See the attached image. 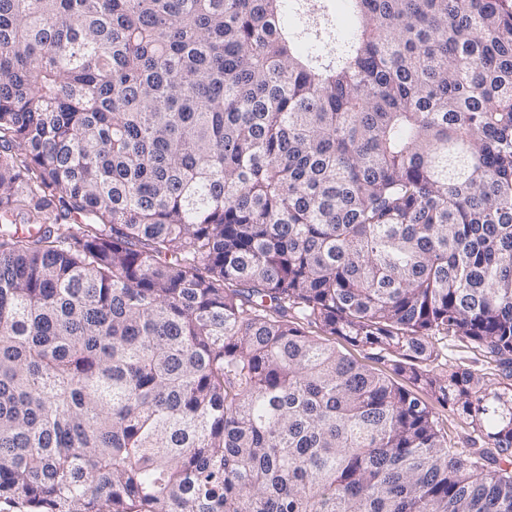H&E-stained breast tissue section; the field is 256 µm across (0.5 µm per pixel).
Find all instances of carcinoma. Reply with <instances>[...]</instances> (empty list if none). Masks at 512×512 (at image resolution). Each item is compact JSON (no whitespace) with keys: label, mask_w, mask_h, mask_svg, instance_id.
<instances>
[{"label":"carcinoma","mask_w":512,"mask_h":512,"mask_svg":"<svg viewBox=\"0 0 512 512\" xmlns=\"http://www.w3.org/2000/svg\"><path fill=\"white\" fill-rule=\"evenodd\" d=\"M332 2L0 0V505L512 512V0ZM336 348L346 353L351 358L358 361L360 364L366 365L369 368L374 369L377 372H383L387 374L390 378L393 380L399 382V383H405L404 379L402 377H399L395 375L386 364L373 359L372 355H369L368 351H364L361 348L353 347L347 343H345L343 340L336 337ZM462 345L460 342H448V367L456 366L463 362L465 367H469L475 370H481L483 373H487L488 377L492 382L496 383L497 386H507L512 383V378H506L500 371L495 370L491 365H487L485 358H483L479 351H470L459 347ZM416 393L423 401L433 407L436 417L439 418L441 428L448 435V442L457 452H465L468 448H472L474 440L479 442L476 445L477 447L482 444L478 432L473 430L468 424L469 421L461 415V412L449 405L440 406L425 390L417 389Z\"/></svg>","instance_id":"cac0c4a2"}]
</instances>
